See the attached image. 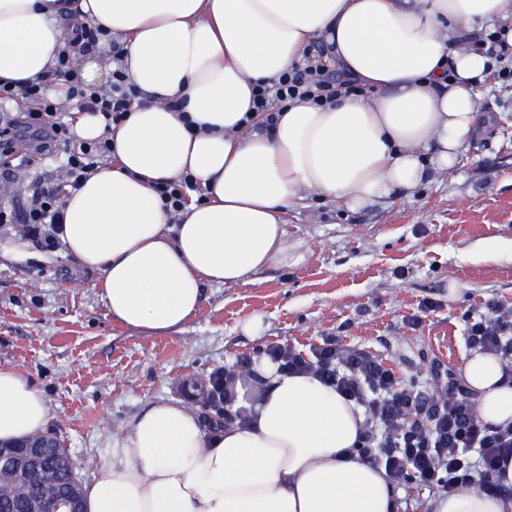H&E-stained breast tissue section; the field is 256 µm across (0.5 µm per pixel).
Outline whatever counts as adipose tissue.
I'll return each mask as SVG.
<instances>
[{
	"label": "adipose tissue",
	"mask_w": 512,
	"mask_h": 512,
	"mask_svg": "<svg viewBox=\"0 0 512 512\" xmlns=\"http://www.w3.org/2000/svg\"><path fill=\"white\" fill-rule=\"evenodd\" d=\"M81 19L119 42L142 105L111 132L73 112L77 137L109 136L115 151L68 190L60 240L99 272L112 320L154 336L188 322L205 286L287 266L286 218L303 199L357 212L454 169L480 87L512 56V0H0V85L52 71ZM315 46L356 92L255 111L256 85ZM187 173L203 198L173 220L153 186ZM462 376L482 421L512 425L498 358L474 352ZM230 410L210 424L151 405L85 484L84 512H397L399 490L355 451L362 410L335 388L266 359ZM50 420L24 372L0 365V441ZM497 483L438 494L432 512H512V461Z\"/></svg>",
	"instance_id": "obj_1"
}]
</instances>
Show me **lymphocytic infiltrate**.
Returning <instances> with one entry per match:
<instances>
[{
    "label": "lymphocytic infiltrate",
    "mask_w": 512,
    "mask_h": 512,
    "mask_svg": "<svg viewBox=\"0 0 512 512\" xmlns=\"http://www.w3.org/2000/svg\"><path fill=\"white\" fill-rule=\"evenodd\" d=\"M98 26L74 24L65 37L49 80L12 88L0 86V153H12L16 142L29 141L37 154L64 153L59 180L32 181L23 202L0 206V224L20 225L25 236L49 250L59 244L63 222L62 190L79 188L112 153L108 138L78 139L58 105L46 93L48 82L66 85L80 111L117 124L138 103L137 92L122 69L112 71L109 88L85 85L72 67L73 48L94 49L106 37ZM348 83L323 63L294 68L253 96L256 111L272 101L295 98L327 102L349 93ZM32 104L23 119L3 112L7 103ZM486 314L469 322L466 343L494 354L512 374V304L489 302ZM280 370L309 373L363 407L365 420L357 440L361 460L384 467L391 483L414 480L429 489L453 491L462 485L495 489V475L512 458V426L482 422L473 399L448 372L431 369L426 381L403 383L374 356L330 339L304 357L289 346L268 349Z\"/></svg>",
    "instance_id": "f902f5d3"
}]
</instances>
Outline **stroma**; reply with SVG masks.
<instances>
[{"mask_svg":"<svg viewBox=\"0 0 512 512\" xmlns=\"http://www.w3.org/2000/svg\"><path fill=\"white\" fill-rule=\"evenodd\" d=\"M479 109L485 118L451 172L355 213L305 200L287 216L299 263L206 286L194 317L167 336L113 322L98 272L1 225L0 364L45 394L81 481L150 405H194L186 382L274 345L307 357L337 336L404 381L433 364L460 377L469 319L487 300L512 303L511 71L487 84Z\"/></svg>","mask_w":512,"mask_h":512,"instance_id":"35a3bbf8","label":"stroma"}]
</instances>
